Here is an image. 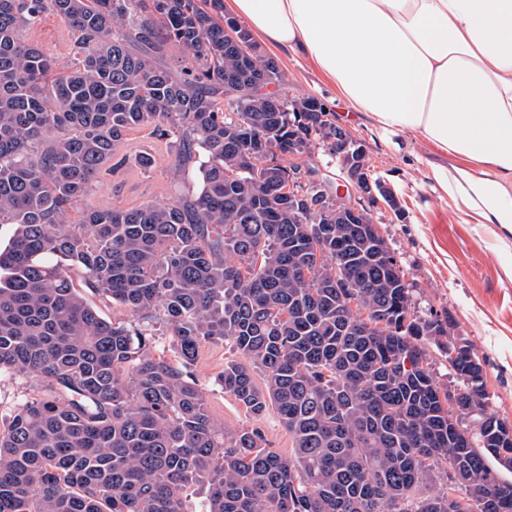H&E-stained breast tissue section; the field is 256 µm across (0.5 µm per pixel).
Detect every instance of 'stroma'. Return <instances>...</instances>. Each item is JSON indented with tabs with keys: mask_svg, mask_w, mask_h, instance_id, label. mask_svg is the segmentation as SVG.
Here are the masks:
<instances>
[{
	"mask_svg": "<svg viewBox=\"0 0 512 512\" xmlns=\"http://www.w3.org/2000/svg\"><path fill=\"white\" fill-rule=\"evenodd\" d=\"M25 41L38 45L58 67L76 62L77 36L59 18L48 15L23 32ZM285 72L287 98L313 96L329 112L332 122L347 130L365 149L370 170L399 198L405 211L396 219L384 204L372 209L373 219L401 263L414 294L420 316L448 318L458 339L471 344L485 369L486 390L500 417L512 421V252L501 248L489 227L464 223L443 193L433 190L417 156L433 155V148L416 138L399 137L390 142L363 118L349 113L322 75L304 58L276 53ZM128 157L126 167L100 176L88 197L89 203L122 208L152 200H172L196 191L194 167L177 174L167 140L151 128L131 130L121 145ZM148 152L155 158L150 170L134 165L136 155ZM227 347L204 344L194 374L205 389L209 413L224 430L260 428L270 448L288 453L291 439L275 411L263 416L247 414L234 397L215 385L224 368Z\"/></svg>",
	"mask_w": 512,
	"mask_h": 512,
	"instance_id": "1",
	"label": "stroma"
}]
</instances>
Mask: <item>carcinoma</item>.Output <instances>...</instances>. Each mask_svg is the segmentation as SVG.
<instances>
[{
    "label": "carcinoma",
    "mask_w": 512,
    "mask_h": 512,
    "mask_svg": "<svg viewBox=\"0 0 512 512\" xmlns=\"http://www.w3.org/2000/svg\"><path fill=\"white\" fill-rule=\"evenodd\" d=\"M47 14L78 34L69 72L22 38ZM285 80L220 0H0V375L36 382L0 431V512H185L192 488L204 512H512V438L482 363L412 310L371 204L297 181L288 158L319 141L382 186L319 99L261 92ZM147 125L175 168L199 161L198 190L83 206ZM89 293L162 314L173 356ZM207 342L231 353L224 392L252 416L275 408L288 455L216 425L192 371ZM429 344L461 386L437 380Z\"/></svg>",
    "instance_id": "carcinoma-1"
}]
</instances>
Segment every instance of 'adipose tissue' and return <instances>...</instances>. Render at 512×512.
Returning <instances> with one entry per match:
<instances>
[{
    "instance_id": "obj_1",
    "label": "adipose tissue",
    "mask_w": 512,
    "mask_h": 512,
    "mask_svg": "<svg viewBox=\"0 0 512 512\" xmlns=\"http://www.w3.org/2000/svg\"><path fill=\"white\" fill-rule=\"evenodd\" d=\"M309 60L382 135H412L434 189L512 250V0H226Z\"/></svg>"
}]
</instances>
